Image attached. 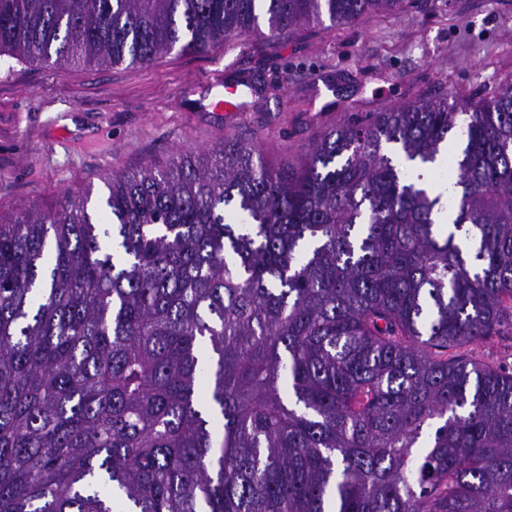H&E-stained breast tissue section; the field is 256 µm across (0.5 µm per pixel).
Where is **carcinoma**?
Here are the masks:
<instances>
[{
    "label": "carcinoma",
    "mask_w": 512,
    "mask_h": 512,
    "mask_svg": "<svg viewBox=\"0 0 512 512\" xmlns=\"http://www.w3.org/2000/svg\"><path fill=\"white\" fill-rule=\"evenodd\" d=\"M430 2L0 0V54L137 65ZM105 185V225L87 195L0 220V512H512V373L473 355L512 332L511 85Z\"/></svg>",
    "instance_id": "cac0c4a2"
}]
</instances>
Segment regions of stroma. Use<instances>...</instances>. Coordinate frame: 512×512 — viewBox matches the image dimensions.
<instances>
[{"mask_svg":"<svg viewBox=\"0 0 512 512\" xmlns=\"http://www.w3.org/2000/svg\"><path fill=\"white\" fill-rule=\"evenodd\" d=\"M508 84L512 0H434L426 11L300 29L273 45L247 37L208 54L175 50L138 66L56 72L2 55L0 217L84 194L99 214L107 174L180 150L256 137L277 162L345 113L438 93L467 100ZM229 86L236 109H216Z\"/></svg>","mask_w":512,"mask_h":512,"instance_id":"35a3bbf8","label":"stroma"}]
</instances>
